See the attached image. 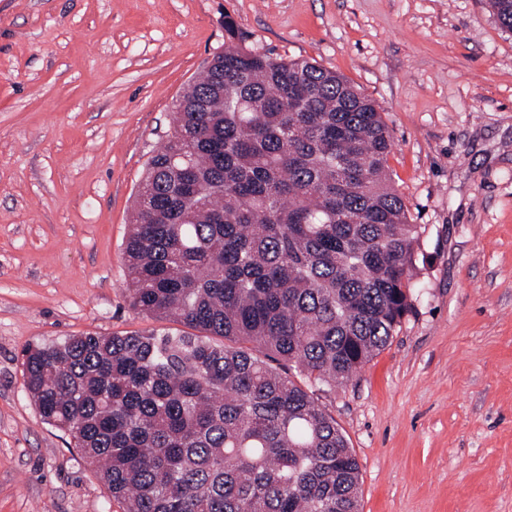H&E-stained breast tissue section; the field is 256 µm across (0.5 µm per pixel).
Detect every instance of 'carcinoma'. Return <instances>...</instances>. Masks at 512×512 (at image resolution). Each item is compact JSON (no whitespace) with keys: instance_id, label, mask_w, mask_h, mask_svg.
Returning <instances> with one entry per match:
<instances>
[{"instance_id":"1","label":"carcinoma","mask_w":512,"mask_h":512,"mask_svg":"<svg viewBox=\"0 0 512 512\" xmlns=\"http://www.w3.org/2000/svg\"><path fill=\"white\" fill-rule=\"evenodd\" d=\"M512 32V0H490ZM125 247L131 306L189 331L22 350L41 420L123 512H360L314 388L348 383L410 307L422 226L378 106L307 58L217 53L176 99Z\"/></svg>"}]
</instances>
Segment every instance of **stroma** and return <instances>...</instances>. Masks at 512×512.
I'll use <instances>...</instances> for the list:
<instances>
[{
    "label": "stroma",
    "mask_w": 512,
    "mask_h": 512,
    "mask_svg": "<svg viewBox=\"0 0 512 512\" xmlns=\"http://www.w3.org/2000/svg\"><path fill=\"white\" fill-rule=\"evenodd\" d=\"M228 15L378 104L425 228L387 347L315 394L361 512H512V33L489 0H0V512H117L40 419L21 350L171 329L126 297L130 212Z\"/></svg>",
    "instance_id": "1"
}]
</instances>
